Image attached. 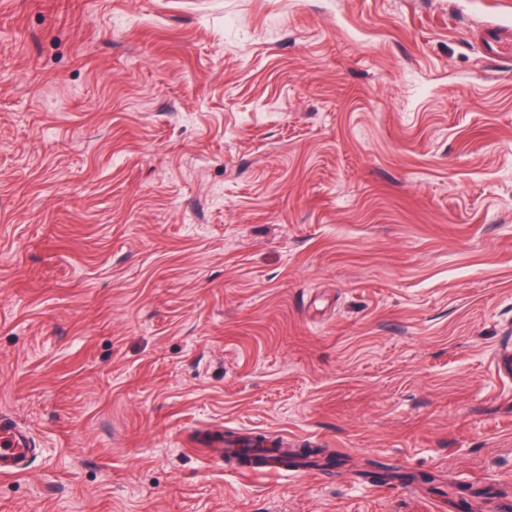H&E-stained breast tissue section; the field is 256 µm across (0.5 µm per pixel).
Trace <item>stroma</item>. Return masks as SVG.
<instances>
[{
	"mask_svg": "<svg viewBox=\"0 0 512 512\" xmlns=\"http://www.w3.org/2000/svg\"><path fill=\"white\" fill-rule=\"evenodd\" d=\"M501 0H0V512L512 500ZM336 454L242 476L207 427ZM35 445L28 427L0 416V477H20L30 471Z\"/></svg>",
	"mask_w": 512,
	"mask_h": 512,
	"instance_id": "obj_1",
	"label": "stroma"
}]
</instances>
